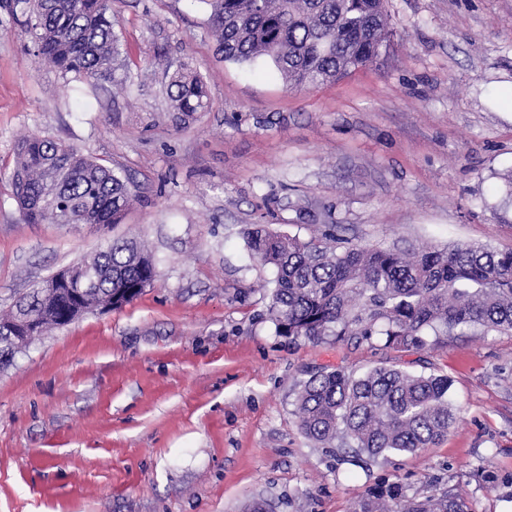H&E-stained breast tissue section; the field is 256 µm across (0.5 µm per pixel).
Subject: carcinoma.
<instances>
[{"instance_id":"obj_1","label":"carcinoma","mask_w":512,"mask_h":512,"mask_svg":"<svg viewBox=\"0 0 512 512\" xmlns=\"http://www.w3.org/2000/svg\"><path fill=\"white\" fill-rule=\"evenodd\" d=\"M224 59L266 57L293 87L318 86L375 63L390 42L385 0H198ZM21 23L37 56L63 80L92 95L101 80L128 79L112 24L111 0H0ZM172 111L186 118L207 108L202 78L179 65L169 76ZM13 197L26 224H117L132 195L125 173L50 137L16 141ZM251 255L276 270L268 306L279 335L322 341L381 336L393 348L420 349L458 328L476 335L512 332V250L457 244L403 252L395 247L341 245L328 229L303 240L264 227L247 232ZM80 264L97 287L84 312L116 297L124 306L153 285L154 259L130 240L107 243ZM49 277L20 297L3 320L41 317L40 336L59 316ZM444 375H414L378 366L360 375L321 371L299 385V428L327 448L335 443L371 458L414 453L448 434L454 414ZM353 512H467L446 490L409 496L399 482L370 489Z\"/></svg>"}]
</instances>
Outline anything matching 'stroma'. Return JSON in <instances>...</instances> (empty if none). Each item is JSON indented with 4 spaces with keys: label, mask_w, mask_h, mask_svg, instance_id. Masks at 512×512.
Returning <instances> with one entry per match:
<instances>
[{
    "label": "stroma",
    "mask_w": 512,
    "mask_h": 512,
    "mask_svg": "<svg viewBox=\"0 0 512 512\" xmlns=\"http://www.w3.org/2000/svg\"><path fill=\"white\" fill-rule=\"evenodd\" d=\"M377 64L295 89L271 62L225 60L198 0H112L126 85L70 91L23 27L0 24V310L46 277L136 238L157 267L132 303L37 338L0 368V512H350L401 482L512 512V334L458 331L422 349L277 335L276 273L246 229L346 245L512 250V0H386ZM187 65L206 111L179 119ZM131 175L121 223L27 224L3 172L23 134ZM376 366L444 375L439 444L356 463L298 427L299 381ZM167 93L173 112L179 118L191 117L195 112H203L207 108V91L202 78L179 65L169 76Z\"/></svg>",
    "instance_id": "1"
}]
</instances>
